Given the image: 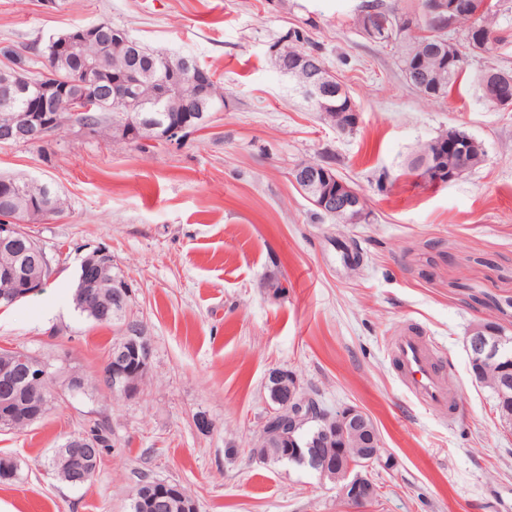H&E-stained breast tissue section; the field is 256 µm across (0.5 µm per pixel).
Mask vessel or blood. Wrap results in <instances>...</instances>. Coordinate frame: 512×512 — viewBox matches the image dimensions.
I'll return each mask as SVG.
<instances>
[{
    "label": "vessel or blood",
    "instance_id": "vessel-or-blood-1",
    "mask_svg": "<svg viewBox=\"0 0 512 512\" xmlns=\"http://www.w3.org/2000/svg\"><path fill=\"white\" fill-rule=\"evenodd\" d=\"M391 353L398 363L402 382L412 395L427 404L452 409L453 398L443 382V367L431 355L420 331L405 330L393 340Z\"/></svg>",
    "mask_w": 512,
    "mask_h": 512
}]
</instances>
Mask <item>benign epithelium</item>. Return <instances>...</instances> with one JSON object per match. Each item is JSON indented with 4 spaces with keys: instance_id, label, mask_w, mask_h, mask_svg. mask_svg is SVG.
I'll return each instance as SVG.
<instances>
[{
    "instance_id": "7a95c632",
    "label": "benign epithelium",
    "mask_w": 512,
    "mask_h": 512,
    "mask_svg": "<svg viewBox=\"0 0 512 512\" xmlns=\"http://www.w3.org/2000/svg\"><path fill=\"white\" fill-rule=\"evenodd\" d=\"M456 4L448 0H425L423 12L437 33L443 35L454 29ZM406 27L413 34L421 35L422 21L418 17L396 18L390 13H373L365 16L364 34L370 39L387 43L394 42L396 26ZM100 25L75 26L50 38L53 56L56 58L77 57L80 60L82 96L67 94V86L58 83H42L32 80L23 73H14L0 83V103L7 106V112L0 116V145H31L53 138V132L63 113L70 115L72 133L85 140L97 137L95 129L76 120L77 115L88 112L91 105L107 103L120 109L115 120L116 138L124 142H142L153 138L160 125L146 121L141 109L159 101L175 102L176 113L169 122V134L187 137L196 130L197 120L203 116L198 110L200 97L209 90L204 82L206 74L198 69L192 58H185L184 68L170 74V80L156 85L154 99L142 98L139 74L128 70L121 74H104L95 59L83 56L84 47L97 38ZM192 83L197 94L185 98L180 94L184 83ZM299 91L310 101L323 106L325 99L346 95L343 85L328 70L314 75L299 86ZM335 128L348 132L359 121L357 112H330ZM477 142L468 135L444 132L428 143L426 153L436 156L430 174L436 182H450L469 171L467 158ZM292 180L308 200L325 216L343 224H360L367 217L365 196L335 170L324 164L313 166L300 163L292 170ZM0 249L9 253L11 261L0 267V279L13 286L11 301L26 298L41 290L45 281L33 276L32 270L41 273L53 272V257L24 230V224H0ZM111 256L106 250H94L86 254L80 263L81 279L85 286L103 288L112 284L109 268ZM134 316L126 313V324L120 329L123 339L105 359L100 371L103 388L123 400L138 397L142 383L147 377L152 360V347L142 341L139 332L133 330ZM506 332L493 322L475 324L466 336V349L472 360L502 373L508 359ZM50 366L44 360L27 352H3L0 354V423L7 421L12 397L19 386H28L35 379L49 374ZM294 373L283 369L269 372L266 381L274 384L275 395L268 405L269 422L262 427V436L257 448H277L286 442L295 450V456L304 452L294 438L296 428L318 417L308 407V399L296 383ZM315 445L328 449L333 456L326 466L316 462L321 477L336 483L338 496L345 503L365 512L375 501L369 478L364 466L374 463L389 465L382 461L381 442L371 416L357 406L344 407L336 411V417L324 415ZM88 444L72 439L68 447L60 448L57 457L70 463L69 482L78 486L87 479L84 467L77 465L83 460L84 448Z\"/></svg>"
}]
</instances>
